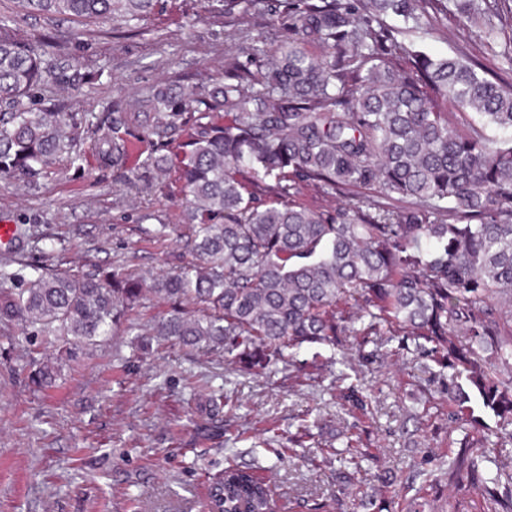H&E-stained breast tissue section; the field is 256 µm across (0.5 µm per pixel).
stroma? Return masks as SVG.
<instances>
[{
	"mask_svg": "<svg viewBox=\"0 0 512 512\" xmlns=\"http://www.w3.org/2000/svg\"><path fill=\"white\" fill-rule=\"evenodd\" d=\"M178 11L144 28L49 20L18 13L10 33L27 42L53 35L43 66L51 72L39 98L50 110L135 112L159 84L173 96L224 79L228 48L223 18L204 0H177ZM434 55L468 56L512 84V72L456 20L428 39ZM106 129L80 130L75 151L39 180L0 175V221L17 225L0 290L36 270L115 271L138 277L145 295L130 314L135 329L63 363L56 385L33 387L28 361L55 357L20 327L0 325V512H202L212 479L227 466L266 477L290 512H462L436 459L454 455L462 433L448 426L446 379L416 352L397 355L389 342L359 367L366 411L340 410L330 390L347 371L353 336L337 347L305 345L290 359L254 372L222 351L173 345L150 330L170 307L151 292L154 277L197 264L184 243L180 198L147 189L149 142L132 140L122 168L105 163ZM164 240H157V230ZM220 399V409L209 405ZM314 425L315 448H289L301 419ZM362 433L376 462L351 479L323 447L345 446Z\"/></svg>",
	"mask_w": 512,
	"mask_h": 512,
	"instance_id": "obj_1",
	"label": "stroma"
}]
</instances>
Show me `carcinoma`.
<instances>
[{
  "mask_svg": "<svg viewBox=\"0 0 512 512\" xmlns=\"http://www.w3.org/2000/svg\"><path fill=\"white\" fill-rule=\"evenodd\" d=\"M237 47L224 84L179 101L165 86L135 118L156 137L163 174L179 194L187 245L202 265L155 280L172 305L161 336L186 348H223L249 366L304 343L336 346L346 329L379 355L411 342L448 374V417L464 426L457 454L437 464L456 489L483 500L476 512H512V473L497 449L512 440V88L463 58L432 56L426 39L452 14L485 44L512 28V0H214ZM47 19L139 24L156 0H17ZM288 21L272 48L254 35ZM0 17V174L37 179L71 152L91 113L48 112L23 99L41 84V54L4 33ZM475 115L465 132L448 108ZM508 131L491 136L487 128ZM129 126L112 117L107 158L129 157ZM325 202L294 200L300 184ZM371 186L378 199L329 206L336 194ZM413 199L397 210L392 202ZM142 295L112 272H43L0 292V324L19 320L71 358L109 337ZM192 303L198 310L189 312ZM38 388L59 364L32 358ZM336 376V400L364 408L358 386ZM497 418L494 432L476 411ZM358 464L374 456L351 442ZM203 509L270 512L264 478L227 467Z\"/></svg>",
  "mask_w": 512,
  "mask_h": 512,
  "instance_id": "carcinoma-1",
  "label": "carcinoma"
}]
</instances>
